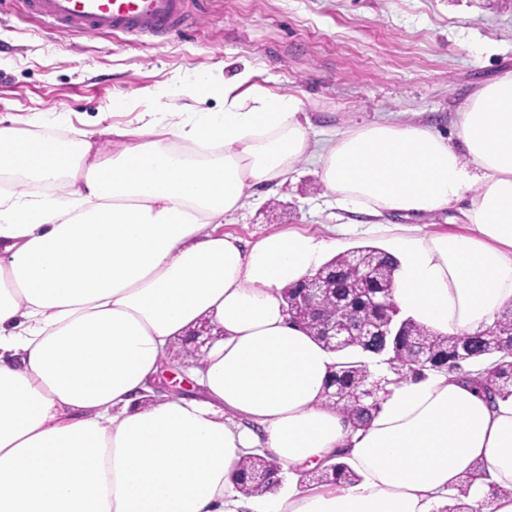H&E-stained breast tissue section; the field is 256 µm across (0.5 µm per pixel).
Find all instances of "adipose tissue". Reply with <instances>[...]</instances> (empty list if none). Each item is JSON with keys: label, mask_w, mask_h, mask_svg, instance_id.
<instances>
[{"label": "adipose tissue", "mask_w": 512, "mask_h": 512, "mask_svg": "<svg viewBox=\"0 0 512 512\" xmlns=\"http://www.w3.org/2000/svg\"><path fill=\"white\" fill-rule=\"evenodd\" d=\"M251 78L152 91L223 107L104 126L108 155L82 133L0 121V175L64 186L0 196V512H432L479 465L471 512H512V398L434 372L389 385L353 427L325 401L335 356L282 296L328 240L221 230L257 186L317 157L336 208L394 242L399 319L485 331L512 304V71L466 100L452 135L381 115L320 142L300 100ZM464 199L465 233L423 232ZM204 321L220 337L189 395L150 398L171 342ZM257 448L303 469L340 456L359 480L246 498L238 463Z\"/></svg>", "instance_id": "adipose-tissue-1"}]
</instances>
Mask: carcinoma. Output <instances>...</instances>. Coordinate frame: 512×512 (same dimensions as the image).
I'll list each match as a JSON object with an SVG mask.
<instances>
[{"label": "carcinoma", "mask_w": 512, "mask_h": 512, "mask_svg": "<svg viewBox=\"0 0 512 512\" xmlns=\"http://www.w3.org/2000/svg\"><path fill=\"white\" fill-rule=\"evenodd\" d=\"M361 258L374 259L382 267L383 275L361 269L359 288L349 304L357 319L363 321L374 317L383 320L388 315L383 304L385 288L394 286L397 270V262L390 254L379 247L360 246L335 255L324 263V267L336 265L344 268L347 261ZM416 338L426 342L425 355L420 359L410 347V342ZM384 345L398 382L422 376L426 371H446L473 381L494 397L503 400L512 397V309L504 308L488 330L474 336L439 334L408 319L402 323L399 336H378L370 341L357 337L334 349L339 362L327 384L329 402L360 425L369 420L371 411L389 384L384 378L376 381L360 355L376 354ZM281 473V463L272 453L251 454L240 465L236 488L245 496L259 495L278 486ZM486 478L485 469L477 467L455 493L448 495L452 503L438 508L436 512H469L464 503L469 487L473 481ZM306 480L354 484L358 475L344 462L328 461L301 472L300 481Z\"/></svg>", "instance_id": "1"}]
</instances>
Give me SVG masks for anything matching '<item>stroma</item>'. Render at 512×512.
<instances>
[{
    "label": "stroma",
    "mask_w": 512,
    "mask_h": 512,
    "mask_svg": "<svg viewBox=\"0 0 512 512\" xmlns=\"http://www.w3.org/2000/svg\"><path fill=\"white\" fill-rule=\"evenodd\" d=\"M246 64L253 84L303 102L318 138L376 115L444 129L479 85L512 70V0H200L187 31L165 40L51 31L0 0V118L23 128L34 113L65 112L54 133L82 130L104 151L98 120L113 98L128 102L112 119L127 127L144 91ZM353 220L330 204L310 157L223 229L251 240Z\"/></svg>",
    "instance_id": "35a3bbf8"
}]
</instances>
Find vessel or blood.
I'll return each mask as SVG.
<instances>
[{"label":"vessel or blood","instance_id":"obj_1","mask_svg":"<svg viewBox=\"0 0 512 512\" xmlns=\"http://www.w3.org/2000/svg\"><path fill=\"white\" fill-rule=\"evenodd\" d=\"M55 29L76 35L123 33L168 37L181 30L188 0H21Z\"/></svg>","mask_w":512,"mask_h":512}]
</instances>
